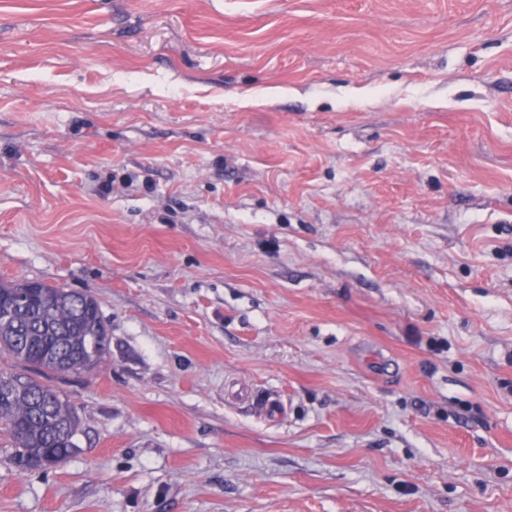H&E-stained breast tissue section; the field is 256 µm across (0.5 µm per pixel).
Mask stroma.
<instances>
[{
    "instance_id": "35a3bbf8",
    "label": "stroma",
    "mask_w": 512,
    "mask_h": 512,
    "mask_svg": "<svg viewBox=\"0 0 512 512\" xmlns=\"http://www.w3.org/2000/svg\"><path fill=\"white\" fill-rule=\"evenodd\" d=\"M0 278L110 329L0 512H512V0H0Z\"/></svg>"
}]
</instances>
